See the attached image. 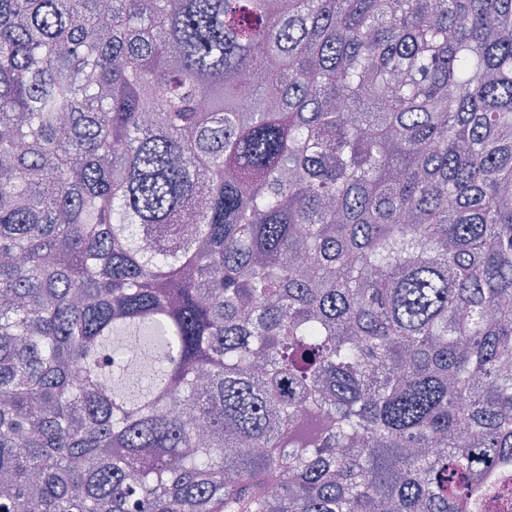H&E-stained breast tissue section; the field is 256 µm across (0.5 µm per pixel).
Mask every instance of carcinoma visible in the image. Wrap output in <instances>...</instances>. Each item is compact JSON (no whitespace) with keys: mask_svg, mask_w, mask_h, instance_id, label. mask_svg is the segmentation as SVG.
Listing matches in <instances>:
<instances>
[{"mask_svg":"<svg viewBox=\"0 0 512 512\" xmlns=\"http://www.w3.org/2000/svg\"><path fill=\"white\" fill-rule=\"evenodd\" d=\"M511 468L512 0H0V512Z\"/></svg>","mask_w":512,"mask_h":512,"instance_id":"carcinoma-1","label":"carcinoma"}]
</instances>
